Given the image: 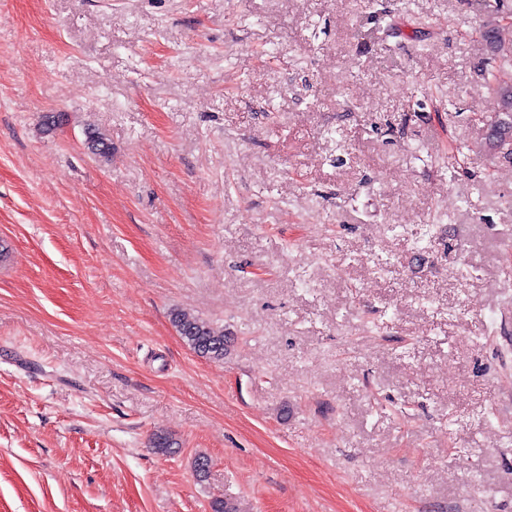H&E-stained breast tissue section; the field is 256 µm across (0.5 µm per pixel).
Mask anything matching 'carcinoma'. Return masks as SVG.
I'll return each mask as SVG.
<instances>
[{
    "label": "carcinoma",
    "mask_w": 512,
    "mask_h": 512,
    "mask_svg": "<svg viewBox=\"0 0 512 512\" xmlns=\"http://www.w3.org/2000/svg\"><path fill=\"white\" fill-rule=\"evenodd\" d=\"M481 38L488 53L486 83L498 99V109L512 107V28L494 17L486 22ZM85 146L97 158L112 156V143L96 128L86 133ZM170 321L182 341L198 356L212 361H221L227 351L228 336L224 327L174 309Z\"/></svg>",
    "instance_id": "obj_1"
}]
</instances>
